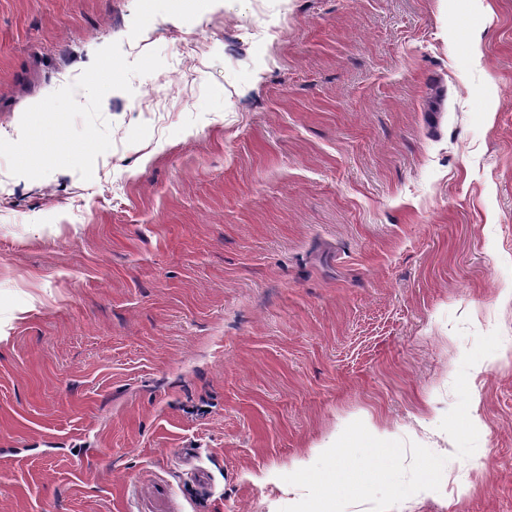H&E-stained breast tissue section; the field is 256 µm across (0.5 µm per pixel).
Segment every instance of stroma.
<instances>
[{
  "instance_id": "1",
  "label": "stroma",
  "mask_w": 512,
  "mask_h": 512,
  "mask_svg": "<svg viewBox=\"0 0 512 512\" xmlns=\"http://www.w3.org/2000/svg\"><path fill=\"white\" fill-rule=\"evenodd\" d=\"M369 415L512 512V0H0V512H279Z\"/></svg>"
}]
</instances>
